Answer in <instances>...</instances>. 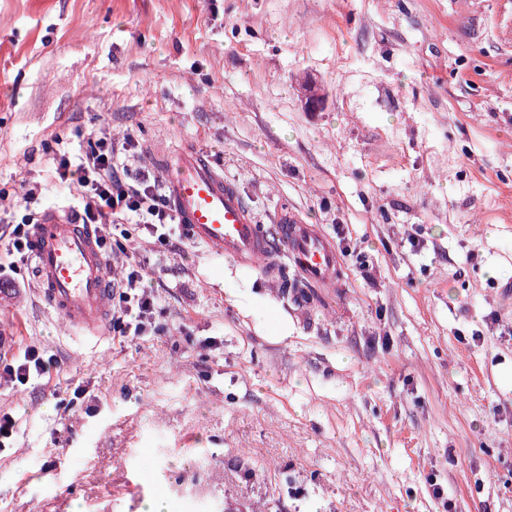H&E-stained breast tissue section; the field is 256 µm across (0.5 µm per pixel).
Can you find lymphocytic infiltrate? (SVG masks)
<instances>
[{"mask_svg":"<svg viewBox=\"0 0 512 512\" xmlns=\"http://www.w3.org/2000/svg\"><path fill=\"white\" fill-rule=\"evenodd\" d=\"M132 143L131 136L116 141L111 132L99 131L88 138L77 162L64 156L57 159L54 173L59 181H76L79 194L71 209L82 223L115 228V235L100 238L102 247L126 258L112 291V330L122 337L138 338L155 333L153 318L160 297L146 285L149 273L144 264L128 259L127 227H141L167 245L181 228L158 182L123 164L121 156ZM37 221L33 212L21 216L9 210L0 212V223L10 227L5 246L8 258L0 260V280L16 273L18 260L27 258L30 230Z\"/></svg>","mask_w":512,"mask_h":512,"instance_id":"lymphocytic-infiltrate-1","label":"lymphocytic infiltrate"}]
</instances>
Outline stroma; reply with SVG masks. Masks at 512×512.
Listing matches in <instances>:
<instances>
[{"label":"stroma","mask_w":512,"mask_h":512,"mask_svg":"<svg viewBox=\"0 0 512 512\" xmlns=\"http://www.w3.org/2000/svg\"><path fill=\"white\" fill-rule=\"evenodd\" d=\"M101 128L299 210L343 280L300 309L134 226L160 333L93 346L20 264L0 358L55 363L0 381V512H512V0H0V205L67 207ZM52 364L54 361L51 357L45 360L37 349H28L13 364L4 365L0 372V380L25 385L32 377L41 378Z\"/></svg>","instance_id":"obj_1"}]
</instances>
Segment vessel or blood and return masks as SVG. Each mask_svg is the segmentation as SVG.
<instances>
[{
  "label": "vessel or blood",
  "instance_id": "b4317fda",
  "mask_svg": "<svg viewBox=\"0 0 512 512\" xmlns=\"http://www.w3.org/2000/svg\"><path fill=\"white\" fill-rule=\"evenodd\" d=\"M165 166L164 192L189 239L275 285L290 268L306 287H336L342 262L334 242L295 208H280L270 223H261L237 182L195 147L168 155ZM29 241L46 306L71 330L106 339L112 263L93 226L52 207L33 225Z\"/></svg>",
  "mask_w": 512,
  "mask_h": 512
}]
</instances>
